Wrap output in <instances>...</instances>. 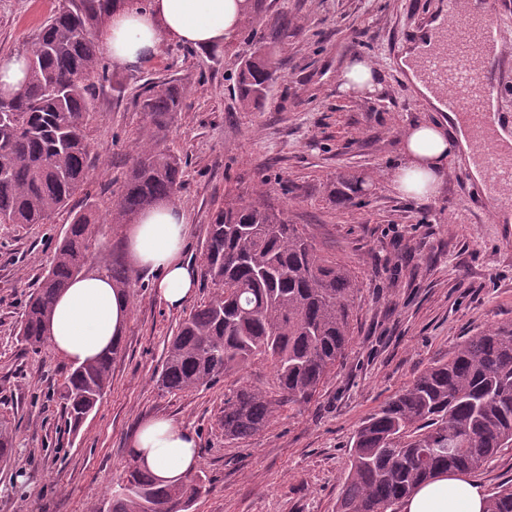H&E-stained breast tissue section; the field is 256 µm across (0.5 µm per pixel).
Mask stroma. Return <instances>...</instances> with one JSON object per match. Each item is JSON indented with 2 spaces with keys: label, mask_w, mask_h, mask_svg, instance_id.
I'll return each instance as SVG.
<instances>
[{
  "label": "stroma",
  "mask_w": 512,
  "mask_h": 512,
  "mask_svg": "<svg viewBox=\"0 0 512 512\" xmlns=\"http://www.w3.org/2000/svg\"><path fill=\"white\" fill-rule=\"evenodd\" d=\"M437 3L263 0L258 36L283 17L297 33L273 47L277 78L256 109L243 108L234 92L235 74L255 49L241 37L187 51L169 42L140 66L112 69L88 121L97 161L86 199L103 211L118 200L146 124L137 102L145 81L184 85L164 146L185 162L173 201L192 226L187 259L196 260L225 200H248L264 188L289 223L357 278L352 336L310 404H281L263 431L228 442L220 425L225 391L242 384L273 390L272 366L257 361L206 387L161 391L166 346L185 313L166 309L151 275L137 271L110 386L72 428L62 399L69 363L52 347L28 349L17 335L70 214L47 224H0V420L17 434L10 462L0 464V512H105L138 429L162 417L198 440L205 486L190 512H336L361 419L466 337L512 323V224L497 223L493 203L476 196L466 161L453 160L427 196L404 195L390 178L403 161L406 129L441 118L394 63L402 34L426 23ZM54 5L0 0V56L21 51ZM354 58L377 68L375 94L338 92V75ZM116 82L122 92H113ZM342 172L363 179L361 206L333 199Z\"/></svg>",
  "instance_id": "1"
}]
</instances>
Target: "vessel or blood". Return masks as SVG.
<instances>
[{
	"mask_svg": "<svg viewBox=\"0 0 512 512\" xmlns=\"http://www.w3.org/2000/svg\"><path fill=\"white\" fill-rule=\"evenodd\" d=\"M464 0H448V14L457 19L443 51L426 54L423 58L426 74L433 84L447 90L448 98L461 102L462 115L475 130L482 131L494 124L493 114L486 107L487 98L499 97L502 87L497 76L512 66V53L500 51L484 54L486 30L494 27L496 13L493 0H488L482 14L463 11ZM486 190L512 187V157L504 158L490 142H482L479 151Z\"/></svg>",
	"mask_w": 512,
	"mask_h": 512,
	"instance_id": "obj_1",
	"label": "vessel or blood"
}]
</instances>
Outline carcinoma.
Instances as JSON below:
<instances>
[{
	"mask_svg": "<svg viewBox=\"0 0 512 512\" xmlns=\"http://www.w3.org/2000/svg\"><path fill=\"white\" fill-rule=\"evenodd\" d=\"M144 0H60L23 53L27 82L0 93V224H47L83 192L93 166L87 125L96 86L110 79L95 39L112 11ZM271 53L259 46L241 64L235 91L244 107L261 105L274 80ZM182 88H148L140 107L148 118L112 224H131L181 188L182 160L160 149L182 104ZM359 177L341 172L332 194L355 206ZM98 264L128 291L129 269L104 240L98 207L74 213L53 262L38 280L19 329L37 350L57 294ZM203 281L216 293L179 324L164 358L166 392L206 386L217 377L271 362L278 399L258 386L224 394V437L245 440L263 430L281 403L306 405L344 355L358 288L351 271L321 254L283 211L230 200L214 214L200 248ZM118 347L70 369L67 420L78 426L109 386ZM512 446V326L467 337L448 359L423 369L403 392L369 414L350 448V469L337 512H396L417 485L445 471L475 472ZM13 451V431L0 423V463ZM203 475L163 483L137 464L128 467L106 512H188ZM486 512H512V482L489 494Z\"/></svg>",
	"mask_w": 512,
	"mask_h": 512,
	"instance_id": "1",
	"label": "carcinoma"
}]
</instances>
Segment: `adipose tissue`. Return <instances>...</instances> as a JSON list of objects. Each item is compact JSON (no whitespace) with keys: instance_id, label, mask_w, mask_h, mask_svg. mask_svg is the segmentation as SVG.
<instances>
[{"instance_id":"ef3b65f1","label":"adipose tissue","mask_w":512,"mask_h":512,"mask_svg":"<svg viewBox=\"0 0 512 512\" xmlns=\"http://www.w3.org/2000/svg\"><path fill=\"white\" fill-rule=\"evenodd\" d=\"M246 10V0H147L143 6H121L97 38L96 48L114 66L129 68L158 55L170 41L204 48L229 44L237 39ZM446 12V7H438L398 59L416 92L442 115L440 121L411 127L404 136L405 161L391 178L406 194L433 191L453 158H466L474 179L483 178L473 153L471 124L448 111L444 93L430 85L421 68L422 50L443 47L449 36L453 23ZM378 88L374 67L361 58L345 65L337 85L339 92L357 97L370 96ZM189 232L183 211L167 200L139 216L127 231L131 266L154 273V294L171 310L183 308L197 285L196 270L183 258ZM130 311L127 295L113 286L106 271L88 273L57 297L48 325L50 343L72 365L92 361L120 340ZM131 453L139 465L165 481L192 473L199 462L194 434L166 418L143 423ZM486 499L479 481L444 472L404 498L401 512H484Z\"/></svg>"}]
</instances>
